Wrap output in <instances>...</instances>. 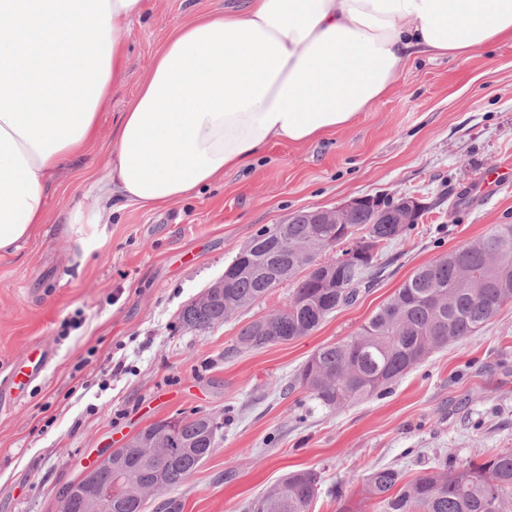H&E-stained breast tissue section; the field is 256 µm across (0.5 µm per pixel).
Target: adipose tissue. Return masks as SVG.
Masks as SVG:
<instances>
[{"label":"adipose tissue","mask_w":512,"mask_h":512,"mask_svg":"<svg viewBox=\"0 0 512 512\" xmlns=\"http://www.w3.org/2000/svg\"><path fill=\"white\" fill-rule=\"evenodd\" d=\"M146 0H0V255L43 223L56 173L98 134L122 34ZM512 37V0H244L173 26L69 221L158 207L252 165L274 140L347 125L408 60Z\"/></svg>","instance_id":"1"}]
</instances>
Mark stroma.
<instances>
[{"mask_svg": "<svg viewBox=\"0 0 512 512\" xmlns=\"http://www.w3.org/2000/svg\"><path fill=\"white\" fill-rule=\"evenodd\" d=\"M241 0H147L123 35L127 66L97 139L56 175L43 224L0 257V378L35 345L54 360L28 399L0 406V512H55L61 490L150 424L192 411L222 424L218 451L173 490L182 512H247L285 474L312 470L310 512H378L362 492L372 469L404 481L428 467L512 449V306L475 336L436 351L385 395L329 410L295 384L322 344L352 335L419 266L512 224V38L464 57L417 58L348 125L306 143L275 141L254 166L225 171L199 194L160 208L128 205L89 230L68 223L103 169L119 112L174 24ZM414 194L428 209L409 239L386 246L377 281L309 335L259 350L240 329L283 308V284L203 331L185 304L224 274L262 226L361 196ZM95 235L84 250L81 241Z\"/></svg>", "mask_w": 512, "mask_h": 512, "instance_id": "stroma-1", "label": "stroma"}]
</instances>
